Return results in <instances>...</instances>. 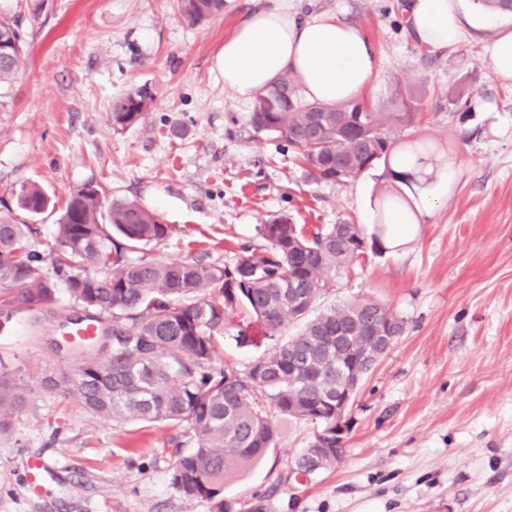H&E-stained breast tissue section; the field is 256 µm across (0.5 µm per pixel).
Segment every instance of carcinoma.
<instances>
[{
    "label": "carcinoma",
    "mask_w": 512,
    "mask_h": 512,
    "mask_svg": "<svg viewBox=\"0 0 512 512\" xmlns=\"http://www.w3.org/2000/svg\"><path fill=\"white\" fill-rule=\"evenodd\" d=\"M183 16L199 22L224 11V0H178ZM0 39L12 44L13 63H0V91L11 85L23 62L24 34L18 21H0ZM150 96L136 90L112 102V125L143 120ZM421 100L395 83L391 94L372 103L358 99L333 104L307 102L290 73H284L253 103L250 123L299 150L308 178L346 182L384 164L393 188L379 198L378 223L394 209L415 213L396 182L395 162L418 167L427 161L451 165L453 149L432 140H407L405 130L422 122ZM22 210L45 213L51 200L37 186L15 190ZM100 190L87 182L72 190L61 207L52 266L81 309L60 320L96 323L98 355L83 360L74 375H46L51 391L75 398L89 415L115 425L130 422L186 426L188 447L178 443L171 488L186 501L204 500L212 512H236L224 499V482L261 459L274 446L276 418L312 423L311 448L329 452L297 473L313 478L336 465V390L355 364L354 351L368 331H406L405 319L372 298L339 302L311 311L328 292L326 275H337L361 255L362 225L347 220L306 232L281 216L261 227L267 245L244 249L229 262L192 259L165 262L136 255L141 246L169 237L175 226L130 200L101 210ZM33 224L0 220V316L15 304L42 311L54 288L41 275L40 257L26 240ZM99 264L103 273H91ZM244 308L270 342L247 371L214 358L230 314ZM302 323L294 336L285 332ZM22 408L10 375L0 370V434Z\"/></svg>",
    "instance_id": "1"
}]
</instances>
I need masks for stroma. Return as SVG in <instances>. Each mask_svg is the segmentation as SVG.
Returning <instances> with one entry per match:
<instances>
[{"mask_svg":"<svg viewBox=\"0 0 512 512\" xmlns=\"http://www.w3.org/2000/svg\"><path fill=\"white\" fill-rule=\"evenodd\" d=\"M285 0H225L194 23L176 0H0L23 10L26 53L0 96V220L35 223L33 249H56L57 213L31 216L12 195L38 184L55 204L91 181L103 204L134 200L174 225L147 257L230 259L288 216L314 230L349 220L376 233L384 167L347 183L308 179L294 149L250 124V103L225 87L224 38L250 14ZM300 16L336 14L373 45L378 73L364 94L400 82L425 107L411 139L452 144L456 172L443 203L332 278L319 307L373 297L406 331L364 381L349 412L344 458L310 480L294 459L312 424L278 423L268 454L224 486L238 512H512V80L492 70L490 31L468 29L428 52L397 0H286ZM152 98L145 120L112 126L114 99ZM59 323L16 308L0 319V364L25 398L0 435V512H211L173 493L183 429L115 426L48 392L44 369L73 374L54 353ZM62 431L51 436L48 421ZM49 469L38 494L30 460Z\"/></svg>","mask_w":512,"mask_h":512,"instance_id":"35a3bbf8","label":"stroma"}]
</instances>
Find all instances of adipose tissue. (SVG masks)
Here are the masks:
<instances>
[{"mask_svg": "<svg viewBox=\"0 0 512 512\" xmlns=\"http://www.w3.org/2000/svg\"><path fill=\"white\" fill-rule=\"evenodd\" d=\"M401 13L419 45L429 50L455 45L469 27L492 30L491 67L512 80V28L465 14L460 0H402ZM220 66L225 87L245 102L286 72L309 101H350L377 73L375 51L355 26L333 14L302 19L286 4L241 21L224 40Z\"/></svg>", "mask_w": 512, "mask_h": 512, "instance_id": "1", "label": "adipose tissue"}]
</instances>
